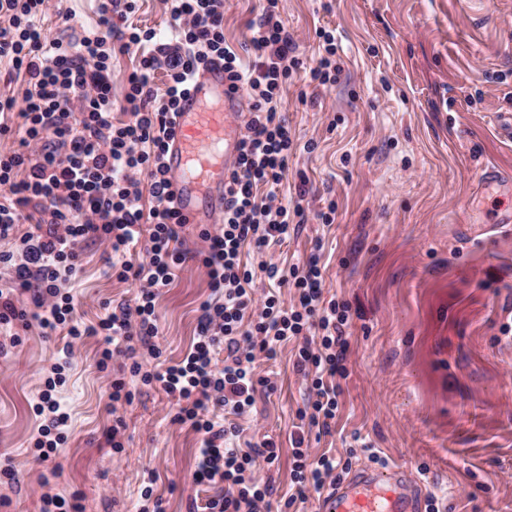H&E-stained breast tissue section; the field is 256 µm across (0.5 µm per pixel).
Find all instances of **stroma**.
<instances>
[{
  "label": "stroma",
  "instance_id": "35a3bbf8",
  "mask_svg": "<svg viewBox=\"0 0 512 512\" xmlns=\"http://www.w3.org/2000/svg\"><path fill=\"white\" fill-rule=\"evenodd\" d=\"M63 15L43 24L53 38L92 31L98 0H64ZM263 0H224V37L244 68L256 53L249 25ZM299 54L318 55V31L332 34L342 71L328 87L289 81L281 116L295 136L283 193L294 197L306 175L307 221L288 239L247 255L256 288L263 268L302 263L323 241L324 292L349 304L348 376L330 433L301 428L307 384L286 344L258 357L257 389L233 447L273 440V466L258 476L270 487V512L291 492L292 444L304 434L310 457L332 454L350 470L386 462L420 480V502L441 512H512V140L498 129L512 114V0H278ZM500 186L481 183L486 168ZM336 205L334 223L317 217ZM74 318L93 326L137 287L113 276L103 246L86 247L68 286ZM207 270L178 273L155 303L159 359L180 361L194 341L198 307L211 296ZM0 355V463L15 484H0V512H42V494L77 499L80 512H141L145 488L164 512H196L216 494L193 478L200 437L173 424V401L129 376L134 394L119 408L124 447L105 444L112 425L108 373L98 369L100 339L66 341L20 330ZM73 356L58 399L71 416L54 460L36 463L31 410L46 368L65 343Z\"/></svg>",
  "mask_w": 512,
  "mask_h": 512
}]
</instances>
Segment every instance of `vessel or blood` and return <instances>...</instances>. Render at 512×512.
Masks as SVG:
<instances>
[{
    "instance_id": "1",
    "label": "vessel or blood",
    "mask_w": 512,
    "mask_h": 512,
    "mask_svg": "<svg viewBox=\"0 0 512 512\" xmlns=\"http://www.w3.org/2000/svg\"><path fill=\"white\" fill-rule=\"evenodd\" d=\"M243 91L224 82L215 63L200 72L180 102L166 153L174 204L189 224L224 219V184L244 132ZM417 482L397 466L362 469L337 483L324 499L325 512H417Z\"/></svg>"
}]
</instances>
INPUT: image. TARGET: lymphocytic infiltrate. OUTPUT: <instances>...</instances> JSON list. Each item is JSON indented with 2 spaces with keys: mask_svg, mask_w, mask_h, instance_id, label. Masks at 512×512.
<instances>
[{
  "mask_svg": "<svg viewBox=\"0 0 512 512\" xmlns=\"http://www.w3.org/2000/svg\"><path fill=\"white\" fill-rule=\"evenodd\" d=\"M137 0H100L97 28L65 41L49 38L41 20L61 8L62 0H0V61H8L27 87L23 99L0 94V137L21 118L17 149L0 153V240L20 236L21 253H0V327L37 324L43 335L66 333L100 337L98 362L108 370L117 355L150 346L158 334L155 299L189 262L207 270L214 298L200 305L197 340L183 359L157 371L133 365L132 375L157 383L176 402L172 423L201 437L194 479L218 484L222 492L206 503L207 512H265L266 490L256 477V462L274 463L275 442L233 448L235 426L216 421L215 410L241 416L254 405L257 388L273 389L270 378L256 375L258 354L273 356L277 347L297 341L295 367L311 381L308 408L300 419L329 431L336 419L340 381L347 375L349 348L347 304L323 297L318 255L284 270L266 267L268 279L291 282L297 306L288 308L269 291H258L242 262L244 248L263 250L287 239L298 201L282 195L288 156L294 143L278 115L289 78L305 73L310 81L334 83L340 71L337 47L322 32L324 52L316 65L296 53V42L281 20L277 0H266L251 27L257 60L242 70L224 39V0H172L171 37L130 25ZM137 47L139 65L127 77V121L112 116V45ZM224 78L249 100L248 119L238 159L224 188V223L219 232L201 230L206 247L189 253L182 247L184 222L174 208L166 179L165 151L180 99L195 76L214 63ZM167 81L156 87L154 75ZM151 206H144L143 195ZM39 233H19L22 224ZM103 245L118 279L137 285L134 304L113 309L98 326L80 328L73 321L74 297L64 288L84 244ZM141 261H134L136 248ZM32 291L34 312L15 304L21 291ZM223 350L224 363L214 354ZM68 357H60L44 375L33 406L39 425L32 437L36 462L51 459L68 439L69 414L58 400L66 382ZM294 497L336 484L343 463L333 456L309 460L306 449L293 448Z\"/></svg>",
  "mask_w": 512,
  "mask_h": 512,
  "instance_id": "lymphocytic-infiltrate-1",
  "label": "lymphocytic infiltrate"
}]
</instances>
